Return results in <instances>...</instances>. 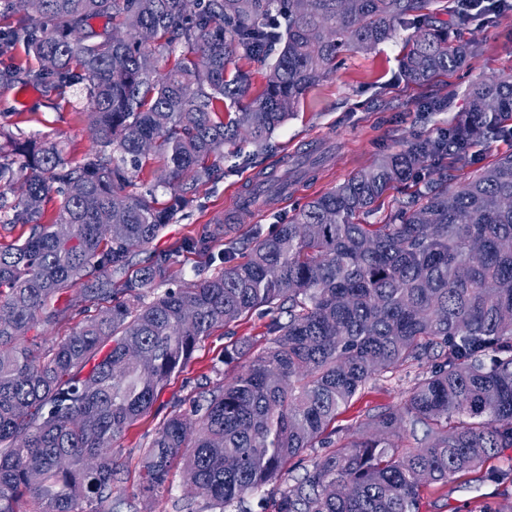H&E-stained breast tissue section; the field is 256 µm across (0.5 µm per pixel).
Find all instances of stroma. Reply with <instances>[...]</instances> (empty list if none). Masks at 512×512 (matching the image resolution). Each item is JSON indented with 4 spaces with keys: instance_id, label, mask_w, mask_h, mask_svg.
Instances as JSON below:
<instances>
[{
    "instance_id": "obj_1",
    "label": "stroma",
    "mask_w": 512,
    "mask_h": 512,
    "mask_svg": "<svg viewBox=\"0 0 512 512\" xmlns=\"http://www.w3.org/2000/svg\"><path fill=\"white\" fill-rule=\"evenodd\" d=\"M457 32L461 41L477 45V53L459 69L423 86L407 83L401 74L400 58L408 30H398L393 39L371 53L343 55L333 72L309 90L294 115L275 132L267 152L225 160L223 180L203 187L190 216L167 225L152 243V250L174 254L171 286L190 287L217 271L211 257L221 253L225 240L242 243L257 233L269 235L311 198L401 149L407 139L417 134L438 136L452 119L467 111L469 87L495 74L512 72V11L469 18ZM432 94L449 96L446 111H421L422 101ZM0 125L25 137L55 136L67 144L75 161L91 148L95 138L79 83L51 93L22 81L0 85ZM309 154L321 156L322 165L295 178L297 163ZM267 174L289 180L287 195L266 201L261 209H241V196L254 191ZM207 224L224 227V237L213 243L211 255L181 249L185 238L201 232ZM272 318V312L259 310L215 328L197 345L185 367L168 379L151 411L117 443L115 457L127 490H134L138 481L144 435L154 433L172 412L190 413L202 392L233 375L252 353L268 345ZM431 367L426 361L377 376L340 409L334 423L337 441L359 438L367 413L401 407L417 377ZM315 458L310 451L303 460L290 461L278 481L248 497V512H272L276 491L292 485ZM510 504L512 448H505L480 471L425 487L419 512H503Z\"/></svg>"
}]
</instances>
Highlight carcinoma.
<instances>
[{"label": "carcinoma", "instance_id": "cac0c4a2", "mask_svg": "<svg viewBox=\"0 0 512 512\" xmlns=\"http://www.w3.org/2000/svg\"><path fill=\"white\" fill-rule=\"evenodd\" d=\"M24 2L40 27L22 17L6 42H24L40 66L3 68L0 84L87 81L96 138L73 162L61 141L0 126V182L17 156L27 169L23 197L0 210L30 227L0 245V512L26 493L41 512H135L177 466L194 488L185 512H245V495L288 461L335 444L339 409L374 376L429 359L438 364L402 407L367 415L362 437L304 468L274 512H418L425 484L512 448V152L364 223L425 163L463 170L477 143L512 139V73L472 89L442 136L414 137L256 235L246 258L230 240L216 273L148 298L142 289L169 280L171 254L136 269V253L224 179V158L265 150L340 56L409 28L401 71L424 85L474 49L437 23L432 0ZM241 60L266 64L255 94ZM148 178L171 189L167 200L140 190ZM222 237L224 225H209L181 248L208 253ZM76 286L96 314L40 350V329L65 318ZM261 307L288 321H272L271 345L197 400L192 430L180 413L163 421L127 494L115 443L203 338ZM406 424L424 429L413 449L395 443Z\"/></svg>", "mask_w": 512, "mask_h": 512}]
</instances>
